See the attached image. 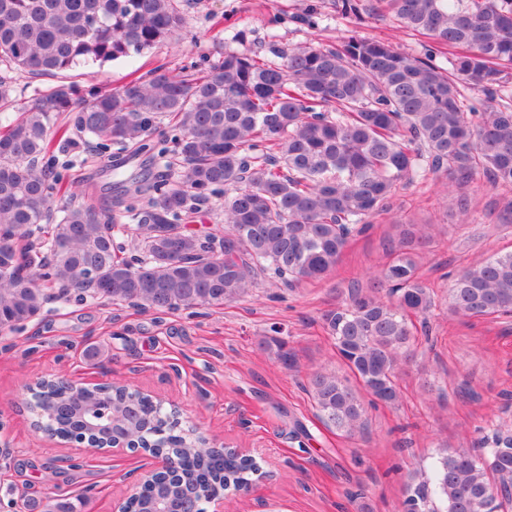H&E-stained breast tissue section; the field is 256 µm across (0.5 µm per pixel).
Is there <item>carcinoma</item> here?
<instances>
[{"mask_svg":"<svg viewBox=\"0 0 512 512\" xmlns=\"http://www.w3.org/2000/svg\"><path fill=\"white\" fill-rule=\"evenodd\" d=\"M359 20L385 12L429 39L422 55L359 35L331 46H297L273 64L226 50L205 66L156 67L112 91L79 98L67 85L21 102L12 71L61 74L150 50L184 24L176 0H0V329L38 316L41 283L145 309L222 306L249 296L263 277L288 285L326 278L353 232L382 211L393 191L422 172H446L463 215L471 184L512 186V0H337ZM448 51L450 67L433 56ZM484 94L464 106L460 87ZM67 113L71 127L51 131ZM101 148L117 144L164 162L173 176L140 185L115 211L71 201L53 166L69 130ZM224 190V237L201 240L185 220ZM135 223L141 255L120 256L109 225ZM429 225L400 231L369 286L347 289L323 324L336 355L373 401L401 398L397 370L418 345L414 317L436 307L418 274L417 248ZM448 313L479 320L512 316V251L480 259L448 288ZM284 366L294 355L266 341ZM319 419L352 436L363 429L358 392L323 368L309 379ZM43 423L79 428L60 413L69 395L37 391ZM150 429L168 413L148 398L130 401ZM184 479L201 488L247 478L255 463L218 468L215 452L171 438ZM512 481V429L498 427L479 452L441 451L408 475L403 512H505L493 488Z\"/></svg>","mask_w":512,"mask_h":512,"instance_id":"obj_1","label":"carcinoma"}]
</instances>
